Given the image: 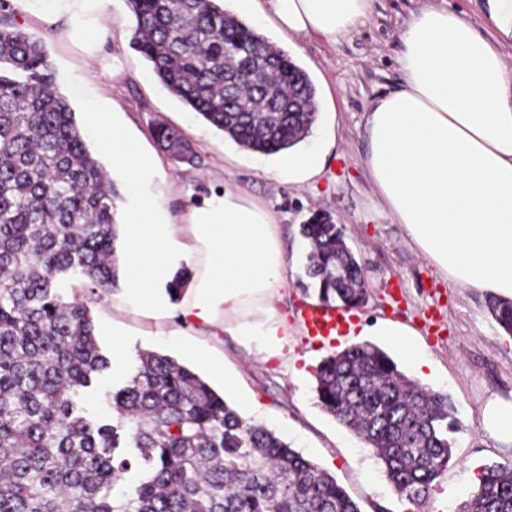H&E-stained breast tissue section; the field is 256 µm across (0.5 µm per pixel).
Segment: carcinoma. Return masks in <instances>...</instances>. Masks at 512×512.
<instances>
[{
  "label": "carcinoma",
  "mask_w": 512,
  "mask_h": 512,
  "mask_svg": "<svg viewBox=\"0 0 512 512\" xmlns=\"http://www.w3.org/2000/svg\"><path fill=\"white\" fill-rule=\"evenodd\" d=\"M0 0V512H361L326 470L241 416L174 358L137 352L111 412L86 398L113 369L76 278L101 298L116 285L117 191L59 92L41 39ZM131 44L159 82L239 146L270 155L301 142L316 88L287 54L220 0H127ZM177 162L182 135L160 123ZM306 276L326 306L364 305L368 289L343 229L327 214L301 225ZM512 337V300L490 297ZM321 408L355 433L394 492L425 512L460 430L451 396L423 387L371 343L325 357ZM459 512H512V464H492Z\"/></svg>",
  "instance_id": "cac0c4a2"
}]
</instances>
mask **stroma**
<instances>
[{"instance_id": "1", "label": "stroma", "mask_w": 512, "mask_h": 512, "mask_svg": "<svg viewBox=\"0 0 512 512\" xmlns=\"http://www.w3.org/2000/svg\"><path fill=\"white\" fill-rule=\"evenodd\" d=\"M421 4L422 0H373L369 20L333 41L313 37L291 43L273 18L251 20V27L287 53L316 87L317 119L305 141L328 144L330 152L322 174L303 185L274 173L278 155L240 147L163 87L130 43L135 19L126 0H117L102 20L101 43L93 52L67 22L49 26L42 21L51 0H23L12 12L29 33L44 41L58 89L68 98L81 128H88L89 113L115 110L155 152L160 149L153 135L156 123L181 131L196 159L188 165L167 155L162 158L165 179L172 185L163 204L171 214L226 187L271 211L281 226L287 254L295 258L291 286L276 302L278 311L288 317L292 357L315 365L332 349L368 341L390 351L410 377V360L393 350L377 329L384 326L408 334L431 362L423 386L447 392L461 424L452 460L437 480L427 508L458 512L477 488L473 468L512 459V443L491 436L483 416L489 401H512V336L492 318L488 294L454 285L419 254L403 225L383 207L365 165L364 115L378 96L400 87L398 33ZM319 211L342 225L369 292L368 302L354 311V332L334 347L309 340L301 319L302 310L317 296L301 285L307 256L296 251L303 241L299 227ZM91 310L104 352L112 350L113 323L129 332L122 370L98 388L95 405L103 410L113 387L133 371L137 351L173 357L178 351L155 341L153 320L115 311L108 300L92 304ZM191 342L223 361L238 391L258 404V423L282 434L292 448L335 476L362 512H409V503L394 493L369 448L320 407L314 376H293L292 357L263 358L241 337L228 334L195 336Z\"/></svg>"}]
</instances>
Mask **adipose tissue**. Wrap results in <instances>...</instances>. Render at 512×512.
I'll return each mask as SVG.
<instances>
[{"label": "adipose tissue", "mask_w": 512, "mask_h": 512, "mask_svg": "<svg viewBox=\"0 0 512 512\" xmlns=\"http://www.w3.org/2000/svg\"><path fill=\"white\" fill-rule=\"evenodd\" d=\"M112 0H53L45 24L69 19L94 46ZM296 40L327 39L365 23L372 0H248ZM496 32L426 0L405 23L397 63L402 88L365 115V165L384 206L424 258L453 283L512 299V0H477ZM91 130L112 158L115 201L112 305L154 319L158 335L230 333L283 356L288 320L275 308L289 262L265 207L233 189L173 217L157 183L162 161L120 123Z\"/></svg>", "instance_id": "adipose-tissue-1"}]
</instances>
